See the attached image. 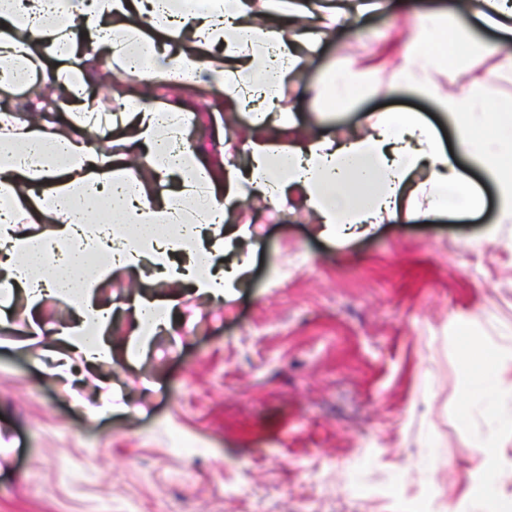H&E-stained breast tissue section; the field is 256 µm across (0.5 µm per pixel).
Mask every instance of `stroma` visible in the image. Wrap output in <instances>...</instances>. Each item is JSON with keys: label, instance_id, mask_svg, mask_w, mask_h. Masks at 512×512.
I'll list each match as a JSON object with an SVG mask.
<instances>
[{"label": "stroma", "instance_id": "stroma-1", "mask_svg": "<svg viewBox=\"0 0 512 512\" xmlns=\"http://www.w3.org/2000/svg\"><path fill=\"white\" fill-rule=\"evenodd\" d=\"M362 22L365 38L340 34L289 76L282 107L339 138L370 114L419 112L452 141L430 100L392 85L412 17L385 7ZM370 61L372 93L320 116L308 90L322 71ZM185 103L191 144L219 169L213 135L249 136L248 111L224 112L208 89ZM496 217L489 188L481 209L343 244L312 214L246 199L229 216L252 230L232 296L145 263L114 270L96 290L112 358L80 380L59 336L72 305L0 294V512H492L493 496L512 497V432L494 494L480 493L487 421L463 408L477 370L461 339L512 351V223ZM140 296L176 306L144 342Z\"/></svg>", "mask_w": 512, "mask_h": 512}]
</instances>
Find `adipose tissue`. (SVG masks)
Wrapping results in <instances>:
<instances>
[{
	"instance_id": "1",
	"label": "adipose tissue",
	"mask_w": 512,
	"mask_h": 512,
	"mask_svg": "<svg viewBox=\"0 0 512 512\" xmlns=\"http://www.w3.org/2000/svg\"><path fill=\"white\" fill-rule=\"evenodd\" d=\"M412 15L415 36L398 64L400 83L432 99L455 126L453 149H445L435 127L416 112H383L368 120L360 136L339 139L298 129L275 94L289 74L342 31L360 33V12L331 0H303L301 17L289 26L271 21L255 0H206L197 11H170L167 0H0V86L17 85L19 74L41 65V79L69 112L57 125L46 112L25 116L0 110V282L22 289L31 304L68 296L76 323L65 330L71 348L91 364L112 356L104 335L110 311L94 299L100 282L116 267L149 258L163 279L187 283L196 294L225 298L246 263L215 269L221 249L206 227L224 221L232 202L253 196L272 206L289 201L315 214L331 239L346 241L366 226L425 221L443 212L475 209L481 190L461 170L473 161L497 191L498 221L512 223V96L500 86L512 80V0H455L452 10H419L414 0H396ZM478 19L498 29L483 45L493 64L457 93L443 92L437 69L456 67L470 55L466 36L448 38L449 23ZM173 25L190 40L167 51L142 40L145 26ZM220 44L226 60L203 52ZM136 67L138 79L174 85L206 84L225 107L253 111V138L243 141L248 163L215 175L199 162L186 137L191 115L180 103L138 104L116 149L98 147L112 136V122L85 89L99 69ZM378 68L368 64L328 69L314 95L329 112L369 91ZM275 127L294 133L288 146L266 136ZM152 167L158 183L174 182L169 195L155 197L130 183V158ZM112 201L113 221L94 220L101 196ZM48 224L51 236L36 225ZM83 238V248L55 256L53 246ZM184 257L182 264L172 254ZM96 263H88L87 255ZM468 356L484 363L478 400L494 405L512 392V353L491 351L475 340Z\"/></svg>"
}]
</instances>
